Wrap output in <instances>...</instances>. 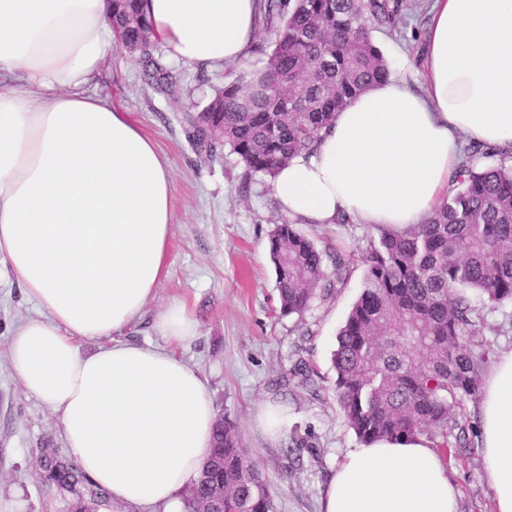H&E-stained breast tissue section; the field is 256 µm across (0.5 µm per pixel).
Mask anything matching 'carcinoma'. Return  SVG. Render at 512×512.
<instances>
[{
    "mask_svg": "<svg viewBox=\"0 0 512 512\" xmlns=\"http://www.w3.org/2000/svg\"><path fill=\"white\" fill-rule=\"evenodd\" d=\"M405 7L402 0H260L273 32L264 68L248 81L225 73L188 138L209 155L229 149L248 174L275 178L292 158L316 151L319 131L352 98L389 76L371 30L395 29ZM112 30L122 47L142 53L151 83L175 91L173 70L149 52L141 0H112ZM483 158L474 151L461 160L455 192L422 223L403 231L374 226L363 289L331 355L336 399L363 444L425 436L450 461L469 447L461 401L479 394L486 358L468 341L480 314L467 291L512 303V165ZM270 259L283 316H303L347 271L341 255L325 261L287 219L271 234ZM76 479L61 464L50 476L59 488ZM220 485L224 512H275L270 486L227 416L215 424L185 512H197Z\"/></svg>",
    "mask_w": 512,
    "mask_h": 512,
    "instance_id": "cac0c4a2",
    "label": "carcinoma"
}]
</instances>
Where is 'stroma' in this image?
<instances>
[{
	"instance_id": "1",
	"label": "stroma",
	"mask_w": 512,
	"mask_h": 512,
	"mask_svg": "<svg viewBox=\"0 0 512 512\" xmlns=\"http://www.w3.org/2000/svg\"><path fill=\"white\" fill-rule=\"evenodd\" d=\"M428 22V13L422 12L405 16L395 31H373L372 40L390 67L404 60L421 67ZM151 53L175 69L174 94L148 83L139 54L120 46L113 47L89 86L112 107L132 114L167 157L173 180L170 275L121 337L164 346L155 316L172 301L184 302L197 319V333L175 352L206 378L216 413L236 423L244 448L270 485L276 512H319L337 465L359 445L336 400L330 358L362 291L361 256L377 234L363 224L300 225L318 249L348 261L349 272L304 316H280L268 242L282 216L271 181L246 175L228 150L207 157L187 137L193 107H204L224 74L177 61L157 42ZM476 305L481 312L474 337L478 351L491 360L512 350V304L494 307L480 299ZM40 315L36 302L0 265V504L12 512H69L75 500L88 497L91 486L84 481L60 492L50 484L51 458L68 456L59 420L24 391L8 358L14 329ZM300 361L315 371V388H306L295 374ZM269 401L287 406L288 428L304 438L305 447L270 441L256 427L255 415ZM469 441L471 454L448 464L460 490L458 512H493L477 434Z\"/></svg>"
}]
</instances>
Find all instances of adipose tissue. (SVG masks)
Segmentation results:
<instances>
[{
  "label": "adipose tissue",
  "instance_id": "adipose-tissue-1",
  "mask_svg": "<svg viewBox=\"0 0 512 512\" xmlns=\"http://www.w3.org/2000/svg\"><path fill=\"white\" fill-rule=\"evenodd\" d=\"M143 8L172 58L253 71L258 0ZM111 50L109 0H0V263L43 312L14 330L9 358L110 500L182 512L216 415L195 367L119 337L170 274L172 182L130 113L86 91ZM468 137L512 156V0H433L420 76L402 69L353 98L274 196L302 224L403 230L447 197ZM155 327L181 345L197 320L173 302ZM478 421L494 512H512V351L484 376ZM458 497L426 438L379 440L344 455L320 512H457Z\"/></svg>",
  "mask_w": 512,
  "mask_h": 512
}]
</instances>
